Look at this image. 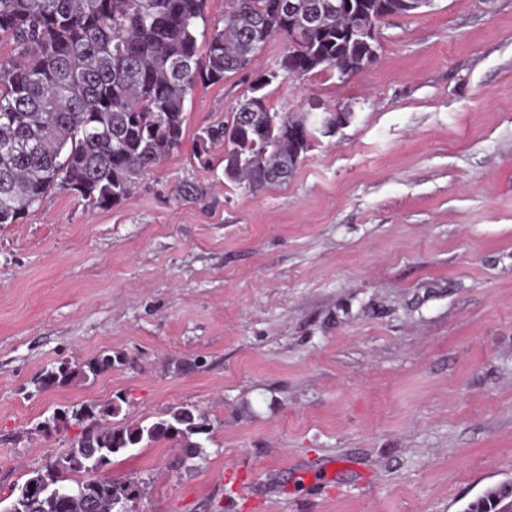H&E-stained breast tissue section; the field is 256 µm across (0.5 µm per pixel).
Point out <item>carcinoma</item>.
I'll use <instances>...</instances> for the list:
<instances>
[{"label": "carcinoma", "mask_w": 512, "mask_h": 512, "mask_svg": "<svg viewBox=\"0 0 512 512\" xmlns=\"http://www.w3.org/2000/svg\"><path fill=\"white\" fill-rule=\"evenodd\" d=\"M320 11L317 26L300 30L298 15ZM409 15L392 0H229L223 25H210L205 0H0V224H15L56 190L107 209L128 199L142 174L177 151L185 108L200 86L249 65L269 39L287 51L257 77L252 96L225 122L196 136L198 164L224 145V175L251 192L288 181L316 134L318 115L273 111L261 90L283 75L303 79L334 69L344 77L371 64L372 49L352 36L382 19ZM102 352L75 370L45 373L42 389L95 378L114 366ZM115 402L72 413L91 425L70 451L33 472L0 512H135L142 483L101 474L111 457L142 443L175 440L184 454L201 453L193 436L210 424L195 407L179 406L149 425H113ZM96 476L75 488L64 474ZM506 485L488 489L465 512H494Z\"/></svg>", "instance_id": "obj_1"}]
</instances>
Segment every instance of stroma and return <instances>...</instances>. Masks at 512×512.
<instances>
[{"label": "stroma", "mask_w": 512, "mask_h": 512, "mask_svg": "<svg viewBox=\"0 0 512 512\" xmlns=\"http://www.w3.org/2000/svg\"><path fill=\"white\" fill-rule=\"evenodd\" d=\"M372 64L276 79L271 108L347 109L253 193L197 134L273 66L198 88L182 147L107 209L56 191L0 224V501L120 401L204 412L199 456L113 455L136 512H464L512 481V0H433L379 26ZM183 182L203 194L175 199ZM121 364L50 389L101 352Z\"/></svg>", "instance_id": "obj_1"}]
</instances>
